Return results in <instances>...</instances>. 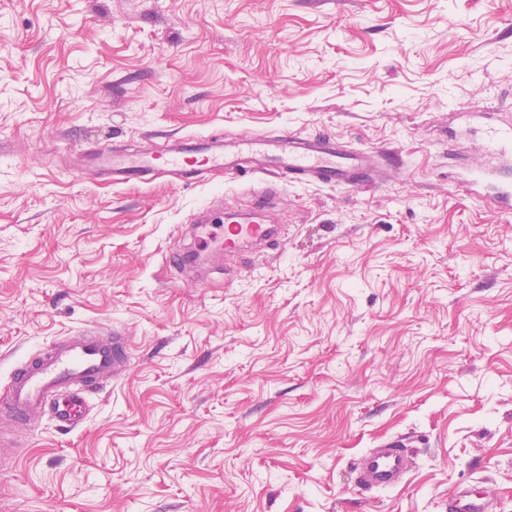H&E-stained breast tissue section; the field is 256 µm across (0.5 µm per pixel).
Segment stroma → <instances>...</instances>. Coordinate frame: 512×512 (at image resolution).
<instances>
[{
  "instance_id": "35a3bbf8",
  "label": "stroma",
  "mask_w": 512,
  "mask_h": 512,
  "mask_svg": "<svg viewBox=\"0 0 512 512\" xmlns=\"http://www.w3.org/2000/svg\"><path fill=\"white\" fill-rule=\"evenodd\" d=\"M512 122V0H0V386L117 328L76 430L16 431L0 512H512V213L458 181ZM287 130L398 151L371 190L283 181L282 253L195 287L165 255L231 174L115 185L81 154ZM409 438L397 485L358 459ZM492 499L488 493L475 494L458 488L448 497V512H491Z\"/></svg>"
}]
</instances>
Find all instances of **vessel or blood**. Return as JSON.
Wrapping results in <instances>:
<instances>
[{"mask_svg": "<svg viewBox=\"0 0 512 512\" xmlns=\"http://www.w3.org/2000/svg\"><path fill=\"white\" fill-rule=\"evenodd\" d=\"M485 142L487 153L504 160L512 156L511 130H492ZM385 158V153L355 149L331 137L281 131L245 132L231 138L191 135L136 151L103 149L90 152L88 162L108 173L115 184H190L227 172L252 177L248 211L225 212L216 226L207 218L196 220L191 243L167 255L168 265L184 271L191 257L204 253L254 259L281 250L286 228L273 223L271 212L282 178L331 187H376L388 174ZM130 348L129 338L119 331H86L20 362L0 387V417L7 424L0 431V446L12 445L9 425L31 424L44 415L70 430L81 427L90 396L98 384L126 368ZM409 460L402 441H389L360 459L359 482L367 489L397 485L409 470ZM448 512H492V499L460 488L449 496Z\"/></svg>", "mask_w": 512, "mask_h": 512, "instance_id": "vessel-or-blood-1", "label": "vessel or blood"}]
</instances>
